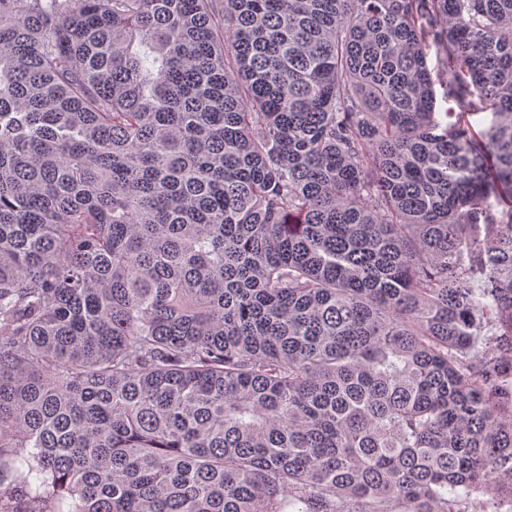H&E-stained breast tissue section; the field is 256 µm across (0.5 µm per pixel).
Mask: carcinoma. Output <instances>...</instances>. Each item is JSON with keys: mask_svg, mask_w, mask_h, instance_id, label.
<instances>
[{"mask_svg": "<svg viewBox=\"0 0 512 512\" xmlns=\"http://www.w3.org/2000/svg\"><path fill=\"white\" fill-rule=\"evenodd\" d=\"M509 349L512 0H0V512H500Z\"/></svg>", "mask_w": 512, "mask_h": 512, "instance_id": "carcinoma-1", "label": "carcinoma"}]
</instances>
